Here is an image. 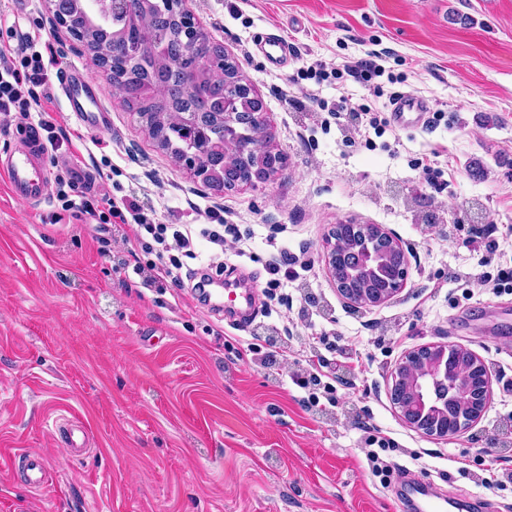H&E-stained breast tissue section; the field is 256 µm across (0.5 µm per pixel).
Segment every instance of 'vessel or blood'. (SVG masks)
Masks as SVG:
<instances>
[{
	"mask_svg": "<svg viewBox=\"0 0 512 512\" xmlns=\"http://www.w3.org/2000/svg\"><path fill=\"white\" fill-rule=\"evenodd\" d=\"M58 91L66 112L82 127L92 131L110 129V117L103 105L104 87L92 82L85 69L67 67L58 79ZM427 111L426 101L412 96L398 100L393 108L394 119L402 126L421 123ZM51 166L50 151L37 128L26 125L14 150L0 156V180L7 184L14 198L39 206L49 199ZM55 428L72 455L88 454L89 438L83 423L62 416L57 418ZM0 466L22 476L31 491H41L49 483V462L44 456L22 452L1 454Z\"/></svg>",
	"mask_w": 512,
	"mask_h": 512,
	"instance_id": "vessel-or-blood-1",
	"label": "vessel or blood"
}]
</instances>
